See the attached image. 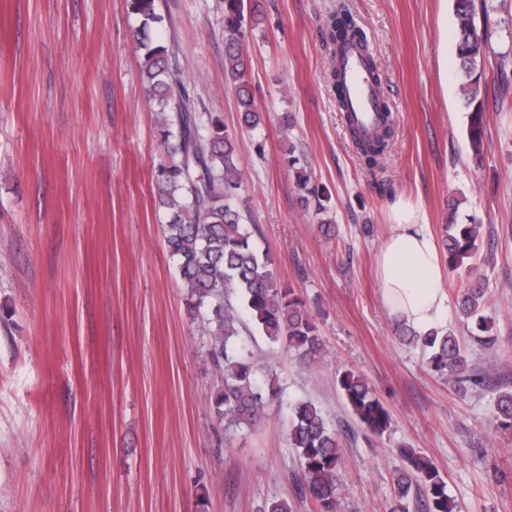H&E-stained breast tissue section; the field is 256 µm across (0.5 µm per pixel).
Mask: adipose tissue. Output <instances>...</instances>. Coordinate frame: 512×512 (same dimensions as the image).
I'll use <instances>...</instances> for the list:
<instances>
[{"instance_id": "ef3b65f1", "label": "adipose tissue", "mask_w": 512, "mask_h": 512, "mask_svg": "<svg viewBox=\"0 0 512 512\" xmlns=\"http://www.w3.org/2000/svg\"><path fill=\"white\" fill-rule=\"evenodd\" d=\"M393 231L377 255L384 306L418 330L438 325L448 309L445 262L419 211L404 199L391 207Z\"/></svg>"}]
</instances>
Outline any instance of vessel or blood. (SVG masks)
Returning <instances> with one entry per match:
<instances>
[{"instance_id": "vessel-or-blood-1", "label": "vessel or blood", "mask_w": 512, "mask_h": 512, "mask_svg": "<svg viewBox=\"0 0 512 512\" xmlns=\"http://www.w3.org/2000/svg\"><path fill=\"white\" fill-rule=\"evenodd\" d=\"M364 50L347 46L338 60L339 78L343 81L350 104L353 124L362 131H371L378 119V88L363 62Z\"/></svg>"}]
</instances>
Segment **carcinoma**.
<instances>
[{
  "label": "carcinoma",
  "instance_id": "obj_1",
  "mask_svg": "<svg viewBox=\"0 0 512 512\" xmlns=\"http://www.w3.org/2000/svg\"><path fill=\"white\" fill-rule=\"evenodd\" d=\"M127 10L139 25L134 38L141 52V78L158 114V132L164 152L155 168L158 205L167 217L162 225L166 249L176 262L191 315L201 320L208 337L207 358L218 377L211 398L214 416L226 430H239L260 422L275 398V391L258 382L268 369L254 363L239 343L244 321H249L272 344L294 352L305 366L321 359L325 346L319 325L304 300L279 282L275 261L259 252L250 225L244 223L246 179L239 168L238 140L211 114L201 118L197 101L188 91L184 70L176 53L152 37L164 21L156 0H126ZM456 53L460 89L469 112L466 133L475 155L482 151L486 127L484 99L485 60L490 50L488 25L476 22L474 0H454ZM255 15H245L244 0H224V80L235 95L240 127L253 130L263 123V113L245 80L249 57L247 29ZM327 41L340 50L349 44L366 45V37L345 4L327 23ZM500 93L512 89L508 70L512 56H499ZM361 158L369 168L383 160L394 134L388 105L381 122L367 138L349 127ZM482 222L469 215L463 224H449L442 237L448 267L460 269L477 250ZM467 267V266H465ZM470 284L457 297L460 317L470 337L487 352L495 351L497 337L490 335L484 279L467 267ZM399 339L428 353L427 365L448 374V383L462 395L477 378L453 333L432 329L420 332L396 326ZM336 384L346 406L371 433L383 435L392 416L367 379L344 369ZM495 431L512 434V389L498 394L494 404ZM288 438L301 465L295 494L315 512H339L343 452L339 433L309 401L291 404ZM405 466L394 473L390 512H457L455 500L438 468L412 448L398 449Z\"/></svg>",
  "mask_w": 512,
  "mask_h": 512
}]
</instances>
